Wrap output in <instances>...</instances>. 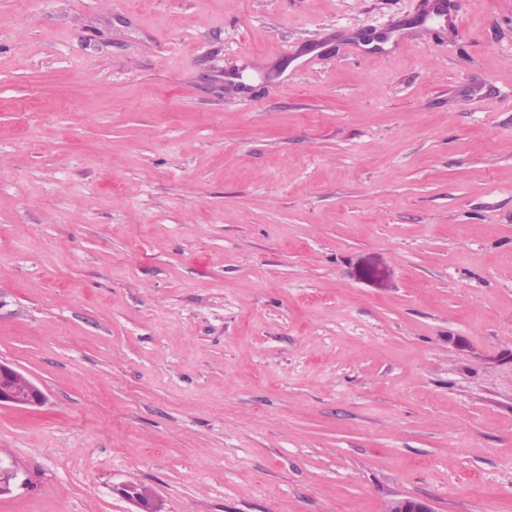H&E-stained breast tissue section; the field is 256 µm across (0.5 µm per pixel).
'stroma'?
I'll return each instance as SVG.
<instances>
[{"label":"stroma","instance_id":"1","mask_svg":"<svg viewBox=\"0 0 512 512\" xmlns=\"http://www.w3.org/2000/svg\"><path fill=\"white\" fill-rule=\"evenodd\" d=\"M0 361V512H512V0H0ZM20 372L11 364L0 361V407L39 408L47 403L44 391L31 379L24 377L25 387L19 389L14 380ZM20 469L10 456L0 455V498L13 493L17 487ZM120 493L135 506L137 510L133 512H162L160 500L149 489L144 490L143 487L137 485L124 484L120 489ZM383 512H435L431 504L418 498H392L387 500Z\"/></svg>","mask_w":512,"mask_h":512}]
</instances>
